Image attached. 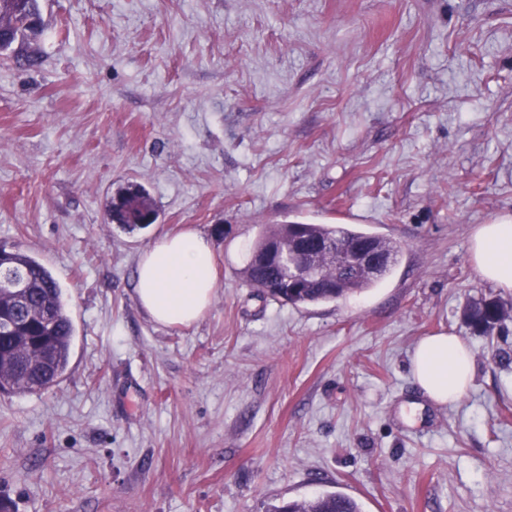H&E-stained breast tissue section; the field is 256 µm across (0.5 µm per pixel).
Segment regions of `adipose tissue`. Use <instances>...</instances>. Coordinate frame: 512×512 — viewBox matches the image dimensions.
<instances>
[{"label":"adipose tissue","mask_w":512,"mask_h":512,"mask_svg":"<svg viewBox=\"0 0 512 512\" xmlns=\"http://www.w3.org/2000/svg\"><path fill=\"white\" fill-rule=\"evenodd\" d=\"M470 261L482 279L512 292V215L480 225L470 240ZM216 291V264L209 241L192 230L161 235L145 250L136 271L139 305L156 323L189 326L208 311ZM420 391L438 404L458 401L470 388V350L457 336L421 338L410 357Z\"/></svg>","instance_id":"adipose-tissue-1"}]
</instances>
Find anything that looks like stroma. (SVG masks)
Wrapping results in <instances>:
<instances>
[{
  "label": "stroma",
  "mask_w": 512,
  "mask_h": 512,
  "mask_svg": "<svg viewBox=\"0 0 512 512\" xmlns=\"http://www.w3.org/2000/svg\"><path fill=\"white\" fill-rule=\"evenodd\" d=\"M33 68L0 58V246L59 282L75 326L50 389L0 395L14 512H266L341 491L364 512H512V292L473 267L512 213V0H41ZM138 183L159 217L105 205ZM398 241L369 292L308 307L243 270L261 224L341 223ZM197 230L207 314L155 324L140 255ZM451 333L474 356L437 406L410 355ZM149 214L154 216L156 222L158 209L151 195L140 185L127 184L108 202L105 219L109 224H120L124 229L133 231L152 224L143 222ZM512 304L497 296L482 297L471 301L465 308L464 320L466 324L479 335L490 336L498 329L507 317L511 316Z\"/></svg>",
  "instance_id": "obj_1"
}]
</instances>
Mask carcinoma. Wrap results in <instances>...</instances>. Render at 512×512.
<instances>
[{"label": "carcinoma", "mask_w": 512, "mask_h": 512, "mask_svg": "<svg viewBox=\"0 0 512 512\" xmlns=\"http://www.w3.org/2000/svg\"><path fill=\"white\" fill-rule=\"evenodd\" d=\"M0 27L10 32L9 38L0 43V56L12 54L22 65H37V57L15 53L14 44H22L42 33L38 0H0ZM150 214L158 216L151 195L140 185L128 184L108 202L105 219L109 224L133 231L147 227L144 220ZM275 238L291 241L297 238L319 246L315 261L324 280L333 287L310 282L302 288H292L288 267L272 262L260 265L257 258ZM336 244L375 245L392 257V264L377 274L352 266L339 269L323 249L325 245ZM401 250L399 242L363 232L352 224H261L244 276L251 287L278 303L298 307L336 302L377 287L397 263ZM0 273L26 283L20 292L0 288V393L45 391L69 367L73 325L62 290L51 271L19 247L0 246ZM511 315L512 306L490 295L468 303L464 320L478 334L490 336ZM268 512H363V509L357 500L340 491H323L308 498L283 501L271 506Z\"/></svg>", "instance_id": "1"}]
</instances>
